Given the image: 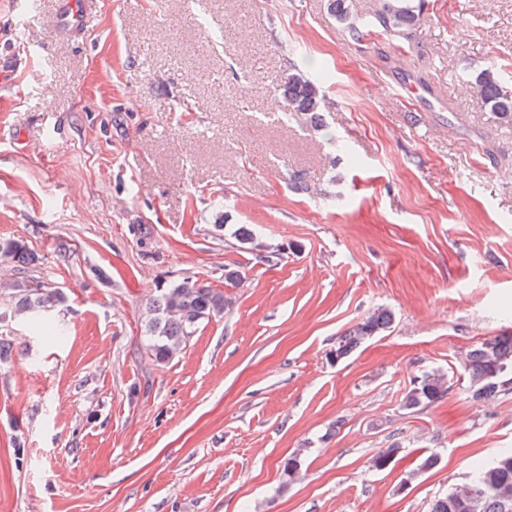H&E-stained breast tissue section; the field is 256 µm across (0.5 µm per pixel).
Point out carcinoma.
I'll return each instance as SVG.
<instances>
[{"label":"carcinoma","instance_id":"cac0c4a2","mask_svg":"<svg viewBox=\"0 0 512 512\" xmlns=\"http://www.w3.org/2000/svg\"><path fill=\"white\" fill-rule=\"evenodd\" d=\"M413 0H383L382 9L365 29L385 35L393 31L409 30L420 21L424 2L412 5ZM395 68L405 78L427 87L424 76L412 67L403 54L394 59ZM470 83L477 102L495 112L506 125H512V87L500 80L496 63L489 61L473 71ZM270 95L288 101L291 112L309 116L318 122L323 102L320 82L305 74L295 63H290L288 77L270 89ZM235 241L257 251L260 259H267L268 247L260 242L250 224H237L233 231ZM35 262L33 250L17 238H0V266L10 272L0 278V307L13 317L27 320L35 333L53 342L63 336L51 317L62 301L60 289L51 281L31 275ZM234 298L197 278L186 277L157 289L142 314L146 351L153 362H170L187 345L197 329L213 317L233 307ZM392 313L378 308L350 326L336 340L331 356L340 361L347 358L368 340L388 331ZM465 391L474 398L493 400L504 391H512V336H493L471 349L464 359ZM448 394V378L433 371L418 377L406 395L409 409L428 407ZM512 493V451L500 455L497 462L479 467L473 481L455 487L447 495L436 499L430 512H512L501 491Z\"/></svg>","mask_w":512,"mask_h":512}]
</instances>
